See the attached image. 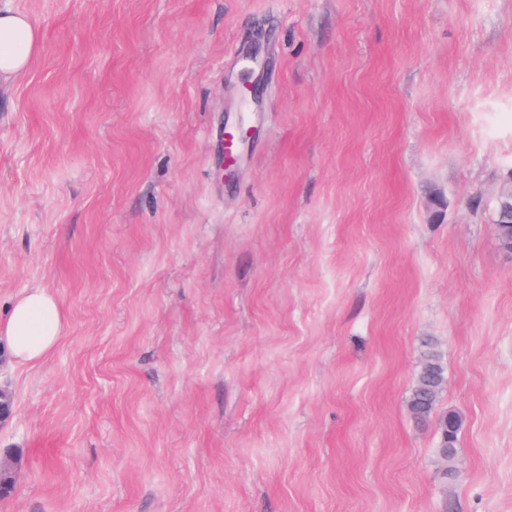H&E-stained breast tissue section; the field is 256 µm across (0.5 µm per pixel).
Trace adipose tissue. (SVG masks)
<instances>
[{
    "mask_svg": "<svg viewBox=\"0 0 512 512\" xmlns=\"http://www.w3.org/2000/svg\"><path fill=\"white\" fill-rule=\"evenodd\" d=\"M40 44V33L24 13L0 8V84L22 75ZM65 317L58 302L45 289L33 288L14 303L6 322L0 323L14 360L34 363L43 359L61 338Z\"/></svg>",
    "mask_w": 512,
    "mask_h": 512,
    "instance_id": "adipose-tissue-1",
    "label": "adipose tissue"
}]
</instances>
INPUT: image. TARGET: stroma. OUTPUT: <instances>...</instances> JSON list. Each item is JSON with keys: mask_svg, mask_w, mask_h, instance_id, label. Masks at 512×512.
Masks as SVG:
<instances>
[{"mask_svg": "<svg viewBox=\"0 0 512 512\" xmlns=\"http://www.w3.org/2000/svg\"><path fill=\"white\" fill-rule=\"evenodd\" d=\"M0 5L41 34L0 89V318H66L37 364L0 342V512H512V0ZM509 207L512 208V200L508 197L501 198L498 205L496 220L498 244L500 248H502L501 244L504 241H507L510 244V248H512V221L511 213L508 212ZM445 382V370L439 355L427 347L423 352L416 385L408 400L409 412L414 419L420 422L431 419ZM460 421L452 413L442 416L438 421V429L441 437L442 450L448 453L454 450L460 432Z\"/></svg>", "mask_w": 512, "mask_h": 512, "instance_id": "obj_1", "label": "stroma"}]
</instances>
